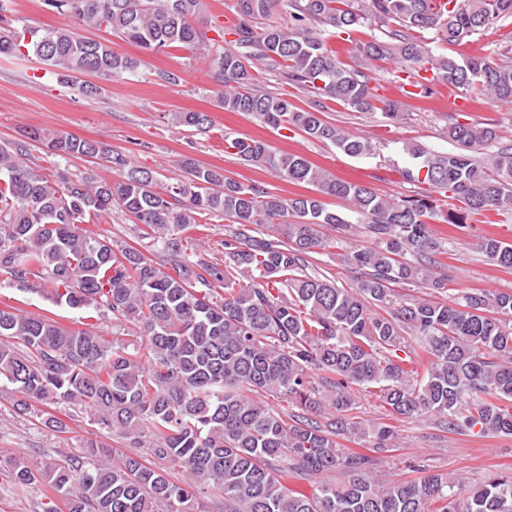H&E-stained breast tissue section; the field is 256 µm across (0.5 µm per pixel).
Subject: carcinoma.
<instances>
[{"instance_id": "carcinoma-1", "label": "carcinoma", "mask_w": 512, "mask_h": 512, "mask_svg": "<svg viewBox=\"0 0 512 512\" xmlns=\"http://www.w3.org/2000/svg\"><path fill=\"white\" fill-rule=\"evenodd\" d=\"M9 3L0 0V56H32L85 97L101 87L78 76L115 81L137 69V59L115 53L109 40L67 28L17 31ZM48 5L87 31L118 34L148 51L193 45L213 53L225 111L291 126L350 157L376 149L324 120L322 100L400 122L402 102L370 86L367 70L380 63L393 66L405 97H424L441 82L512 99V47L440 55L420 36L433 30L442 43L465 45L512 17V0H446L438 10L434 0H236L233 51L214 50L195 25L202 0ZM364 26L379 34L354 41ZM328 36L351 43L354 64L339 60ZM252 66L317 99L300 108L255 89ZM169 117L200 132L212 126L206 112ZM497 138L492 123L456 122L448 127L456 152L404 145L410 164L401 176L424 188L394 198L258 139L234 140L231 148L314 192L284 199L191 159L163 184L99 141L41 129L0 145V275L21 289L48 288L59 305L110 313L118 326L136 327L144 343L131 349L0 307V389L15 410L79 405L123 442L109 455L103 443L85 439L84 455L44 470L18 457L1 458L0 467L22 488L47 482L67 512H204L199 494L212 492L224 499V512H512V468L470 489L442 473L385 483L375 472L378 458L346 453L338 442L353 437L379 454L393 447V426L351 416L364 390L399 420L430 414L450 433L477 427L512 436V291H463L450 303L395 294V286L414 283L448 293L447 280L434 276L443 247L429 220L463 228L486 211L512 216V147L487 163L477 157ZM35 143L65 161L103 160L119 178L53 179L25 162ZM440 192L458 204L441 207ZM326 196L351 203L374 246L343 252L350 221L326 207ZM115 206L160 245L173 273L82 228ZM203 211L227 221L224 257L193 261L183 232ZM330 249L360 273L357 287L309 272L313 255ZM478 249L512 269L511 243L484 237ZM269 397L297 412L277 411ZM164 462L181 465L188 479L173 482ZM335 474L342 480L326 479L310 493L288 487L290 479Z\"/></svg>"}]
</instances>
